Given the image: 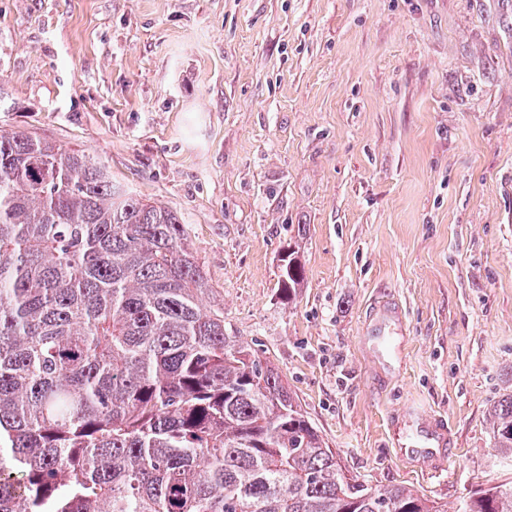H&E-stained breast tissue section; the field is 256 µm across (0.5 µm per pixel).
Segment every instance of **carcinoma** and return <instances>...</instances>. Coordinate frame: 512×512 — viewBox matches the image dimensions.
I'll return each mask as SVG.
<instances>
[{
	"instance_id": "obj_1",
	"label": "carcinoma",
	"mask_w": 512,
	"mask_h": 512,
	"mask_svg": "<svg viewBox=\"0 0 512 512\" xmlns=\"http://www.w3.org/2000/svg\"><path fill=\"white\" fill-rule=\"evenodd\" d=\"M210 292L176 210L0 130V512H447L348 475ZM489 423L512 458V392ZM457 512H512V481Z\"/></svg>"
}]
</instances>
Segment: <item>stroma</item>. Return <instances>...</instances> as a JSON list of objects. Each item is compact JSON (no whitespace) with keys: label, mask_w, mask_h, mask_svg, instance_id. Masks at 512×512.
<instances>
[{"label":"stroma","mask_w":512,"mask_h":512,"mask_svg":"<svg viewBox=\"0 0 512 512\" xmlns=\"http://www.w3.org/2000/svg\"><path fill=\"white\" fill-rule=\"evenodd\" d=\"M0 88V130L179 211L228 334L353 476L446 512L512 480V0H0ZM422 417L437 478L396 455ZM281 261L283 264L279 288L284 297L288 298V303H290L296 298L297 288H300L304 281V267L298 259L297 251L290 245L288 246V251L282 256ZM494 448L512 458V392L505 394L489 412Z\"/></svg>","instance_id":"1"}]
</instances>
